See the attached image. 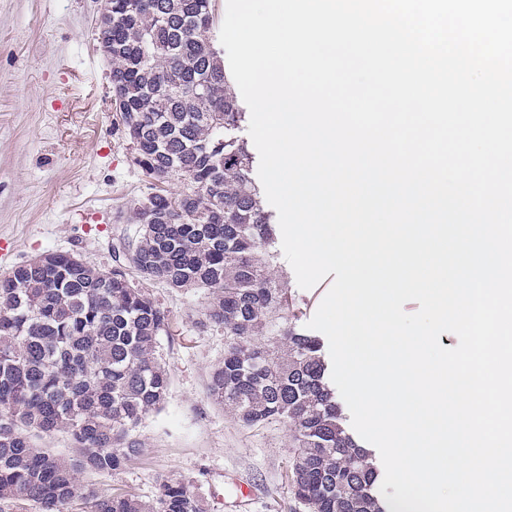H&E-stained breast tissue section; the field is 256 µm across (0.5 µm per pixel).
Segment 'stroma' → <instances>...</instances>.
Segmentation results:
<instances>
[{
    "label": "stroma",
    "instance_id": "35a3bbf8",
    "mask_svg": "<svg viewBox=\"0 0 512 512\" xmlns=\"http://www.w3.org/2000/svg\"><path fill=\"white\" fill-rule=\"evenodd\" d=\"M97 17V0H0V278L51 252L108 271L115 249L140 235L133 203L157 183L131 160ZM272 276L288 290L290 317L305 327L331 278L301 289L283 258ZM132 280L170 312L155 348L169 374L166 401L134 430L141 456L80 475V483L100 497L125 491L149 501L161 480L175 479L206 512H304L292 491L287 423L243 426L208 396L227 338L198 323L207 291Z\"/></svg>",
    "mask_w": 512,
    "mask_h": 512
}]
</instances>
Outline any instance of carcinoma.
Listing matches in <instances>:
<instances>
[{"label":"carcinoma","instance_id":"cac0c4a2","mask_svg":"<svg viewBox=\"0 0 512 512\" xmlns=\"http://www.w3.org/2000/svg\"><path fill=\"white\" fill-rule=\"evenodd\" d=\"M213 21V0H112V105L132 162L183 188L138 201L140 237L115 251L110 272L48 253L0 278V505L22 499L37 512H67L81 498L86 512H205L177 480L143 502L126 491L98 498L78 479L138 456L130 431L166 397L153 351L170 313L130 283L135 270L210 292L205 319L228 344L209 398L247 426L288 424L293 493L306 512H385L369 453L340 421L320 340L285 321L272 223ZM271 334L285 341L280 355L262 341ZM55 433L71 439L73 457L37 443Z\"/></svg>","mask_w":512,"mask_h":512}]
</instances>
